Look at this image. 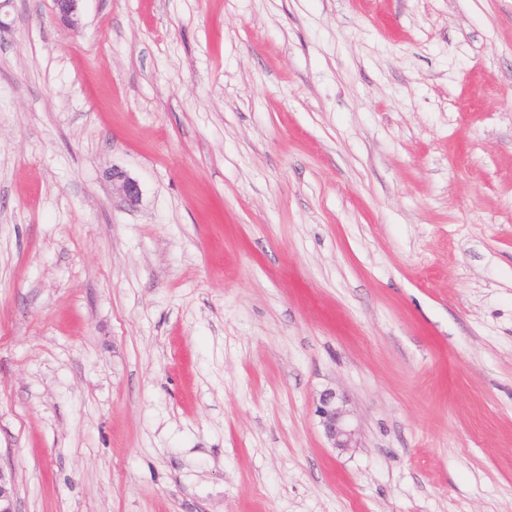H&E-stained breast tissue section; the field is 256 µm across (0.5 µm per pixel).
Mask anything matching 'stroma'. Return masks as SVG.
I'll return each mask as SVG.
<instances>
[{"label": "stroma", "instance_id": "35a3bbf8", "mask_svg": "<svg viewBox=\"0 0 512 512\" xmlns=\"http://www.w3.org/2000/svg\"><path fill=\"white\" fill-rule=\"evenodd\" d=\"M80 9L0 6L17 512H512V0ZM80 1L53 0L55 17L72 28H78L81 24ZM112 191L123 195L131 204L137 203L140 198L137 181L118 169L112 171ZM317 412L325 437L331 448H355L359 428L347 400L335 390L326 389L319 396Z\"/></svg>", "mask_w": 512, "mask_h": 512}]
</instances>
